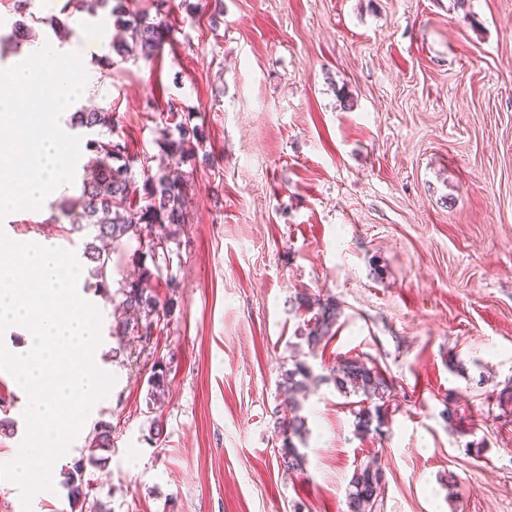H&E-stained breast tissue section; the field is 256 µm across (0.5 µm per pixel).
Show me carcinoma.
Instances as JSON below:
<instances>
[{
	"instance_id": "obj_1",
	"label": "carcinoma",
	"mask_w": 512,
	"mask_h": 512,
	"mask_svg": "<svg viewBox=\"0 0 512 512\" xmlns=\"http://www.w3.org/2000/svg\"><path fill=\"white\" fill-rule=\"evenodd\" d=\"M71 11L94 13L96 9L109 10L113 25L120 30L118 40L112 42V51L124 58L133 52L146 61H152L169 40L171 30L163 20L151 21L130 10L128 0H67ZM31 26L17 20L8 34L0 36L4 41L20 42L30 37ZM189 113L179 117L173 112L170 121L160 129L156 144L160 156L177 164L196 159L198 148L206 141L204 125L193 123ZM70 129H82L90 139L86 147L94 157L82 165L80 193L65 200L62 212L69 220V235L83 240L82 258L95 279V288L111 295L112 250H117L134 239L138 246V273L119 283L121 295L110 335L122 338L133 335L144 343L162 332L161 324L174 313L173 298L178 285L169 273L171 243L180 235L188 220L186 183L173 178L163 169L150 170L149 157L129 152L128 143L114 138L112 113L92 109L75 112L67 121ZM143 179L137 180V174ZM160 285L168 288L161 297L156 292ZM295 309L308 315L297 336L311 348L318 347L326 338L334 335L333 328L341 313L339 304L330 299H319L306 293L295 296ZM292 367L283 370L277 386L288 397V413L275 414V425L281 435L279 458L290 472H301L305 457L298 444L306 435L305 418L295 395L306 391L309 383L323 380L314 374L304 360L291 358ZM336 388L364 397L367 405L357 412L356 430L367 435L380 430L384 424L382 407L390 397L388 381L374 367L357 359H345L331 370ZM150 400L157 403L168 393L169 380L166 365L159 360L148 380ZM112 424L100 420L95 423L88 440V462L104 467L112 458ZM84 464L78 461L74 471L67 472L64 488L69 504L73 507L86 500L88 492L75 480L73 472H79ZM384 492V474L376 465H364L353 472L347 494L348 512H375Z\"/></svg>"
}]
</instances>
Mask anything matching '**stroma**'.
Returning <instances> with one entry per match:
<instances>
[{"instance_id": "stroma-1", "label": "stroma", "mask_w": 512, "mask_h": 512, "mask_svg": "<svg viewBox=\"0 0 512 512\" xmlns=\"http://www.w3.org/2000/svg\"><path fill=\"white\" fill-rule=\"evenodd\" d=\"M167 0L152 63L112 61L107 12L64 19L100 106L131 152L157 154L169 108L204 121L212 163L181 171L189 219L172 243L175 315L157 341L118 344L111 301L100 367L116 383L86 421L115 453L86 466L83 512H346L355 468L385 477L376 512H512V0ZM59 209L0 220L10 239L80 252ZM334 298L335 334L308 349L295 294ZM123 347L125 360L113 358ZM321 382L303 396L305 471L288 473L274 425L292 359ZM360 359L392 386L380 432L355 430L328 373ZM169 392L148 404L155 361ZM24 391L0 371V463L24 440ZM71 512L62 483L23 507Z\"/></svg>"}]
</instances>
